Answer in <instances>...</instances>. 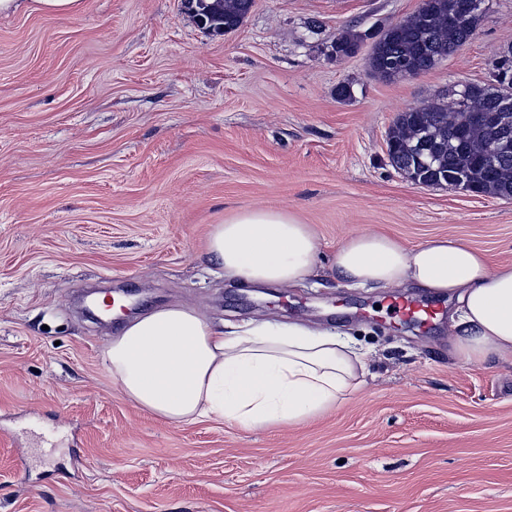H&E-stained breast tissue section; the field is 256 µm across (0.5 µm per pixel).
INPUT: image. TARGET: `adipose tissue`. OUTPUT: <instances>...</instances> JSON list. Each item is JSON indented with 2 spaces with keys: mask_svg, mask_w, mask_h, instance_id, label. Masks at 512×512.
Instances as JSON below:
<instances>
[{
  "mask_svg": "<svg viewBox=\"0 0 512 512\" xmlns=\"http://www.w3.org/2000/svg\"><path fill=\"white\" fill-rule=\"evenodd\" d=\"M206 254L225 278L251 287L294 285L319 269L311 225L284 208H247L213 225ZM332 270L354 287L415 286L456 305L453 348L464 362L512 359V263H492L459 239L409 247L387 234L351 233ZM141 410L170 424L217 418L244 430L299 425L355 391L365 365L340 334L301 325L240 332L184 306L125 320L103 353Z\"/></svg>",
  "mask_w": 512,
  "mask_h": 512,
  "instance_id": "1",
  "label": "adipose tissue"
}]
</instances>
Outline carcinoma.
Segmentation results:
<instances>
[{"instance_id":"carcinoma-1","label":"carcinoma","mask_w":512,"mask_h":512,"mask_svg":"<svg viewBox=\"0 0 512 512\" xmlns=\"http://www.w3.org/2000/svg\"><path fill=\"white\" fill-rule=\"evenodd\" d=\"M193 16L205 18L219 34L236 28L253 0H184ZM475 30L451 13V6L428 0L375 43L369 56L372 74L386 80L402 72L426 71L429 57L442 60L466 44ZM360 35L350 31L336 38L339 55H350ZM512 81L462 83L448 89V98L398 115L388 132L390 162L415 183L447 184L475 194L512 196V150L487 161V147L498 138L512 139Z\"/></svg>"}]
</instances>
